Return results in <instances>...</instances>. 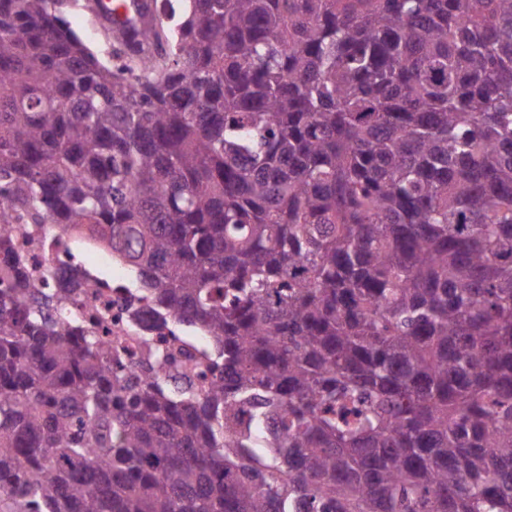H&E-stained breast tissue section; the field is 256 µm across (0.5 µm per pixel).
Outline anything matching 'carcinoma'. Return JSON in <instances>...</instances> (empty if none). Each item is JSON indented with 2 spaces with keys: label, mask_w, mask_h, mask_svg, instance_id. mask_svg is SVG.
I'll use <instances>...</instances> for the list:
<instances>
[{
  "label": "carcinoma",
  "mask_w": 512,
  "mask_h": 512,
  "mask_svg": "<svg viewBox=\"0 0 512 512\" xmlns=\"http://www.w3.org/2000/svg\"><path fill=\"white\" fill-rule=\"evenodd\" d=\"M0 0V512H512V0ZM15 224L195 355L112 354ZM89 4L91 6V11L100 14L102 20L106 22V19L99 11L98 1H92ZM92 12L87 14V12L83 11L81 8L76 9L69 14L68 20L70 21L72 28L88 41L91 49L98 52L100 49L103 50L105 48V44L103 42L104 33ZM87 28H97L98 32L101 33L102 36L95 35V40H89L87 37ZM19 251L28 259L30 270L50 266L59 273L71 265H80L86 271L94 287V295L87 297L74 293L66 307L57 311L62 319L83 317L95 328L96 334L107 342V346H119L136 352L149 334L147 316L133 321L126 311L132 300L143 310H150V302L141 299L139 288L134 286L137 275L112 258V248L90 236L76 231L60 229L52 224L21 225L14 234Z\"/></svg>",
  "instance_id": "obj_1"
}]
</instances>
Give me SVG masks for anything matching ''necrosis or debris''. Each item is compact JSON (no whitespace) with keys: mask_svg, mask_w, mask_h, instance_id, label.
I'll list each match as a JSON object with an SVG mask.
<instances>
[{"mask_svg":"<svg viewBox=\"0 0 512 512\" xmlns=\"http://www.w3.org/2000/svg\"><path fill=\"white\" fill-rule=\"evenodd\" d=\"M14 241L26 255L31 271L47 266L61 271L71 265L86 271L94 287L93 296L73 294L65 308L58 310L59 318H83L109 345L133 352L142 347L149 320H132L126 305L132 301L147 310L151 304L142 300L134 285V272L113 258L110 247L82 232L51 224L19 226Z\"/></svg>","mask_w":512,"mask_h":512,"instance_id":"obj_1","label":"necrosis or debris"}]
</instances>
